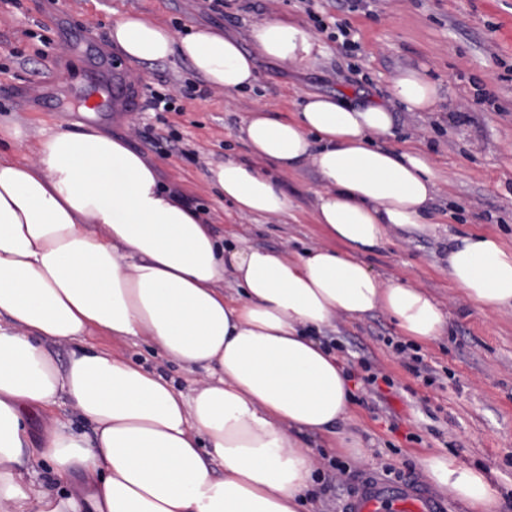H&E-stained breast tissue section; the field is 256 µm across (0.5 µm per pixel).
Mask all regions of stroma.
I'll use <instances>...</instances> for the list:
<instances>
[{
	"instance_id": "1",
	"label": "stroma",
	"mask_w": 512,
	"mask_h": 512,
	"mask_svg": "<svg viewBox=\"0 0 512 512\" xmlns=\"http://www.w3.org/2000/svg\"><path fill=\"white\" fill-rule=\"evenodd\" d=\"M320 16L345 21L354 47L326 42L306 67H261L255 90L206 91L184 109L158 115L154 93L184 87L205 91L183 60L130 69L109 41L117 16L145 12L163 24L211 26L245 34L249 25L279 14L308 22L299 0H231L215 14L206 0H0V130L17 158L33 157L44 131L92 126L127 140L152 163L162 182L200 207L214 233L242 236L256 246L297 253L326 244L310 211L320 190L312 167L282 176L291 208L279 217H242L210 182V170L233 157L251 161L241 127L265 107L281 117L308 92L385 95L408 68L423 71L440 90L433 112H395L387 144L426 153L440 173L433 225L392 230L385 247L366 258L386 280H407L431 293L448 317L444 336L419 345L435 372L425 385L392 355L387 339L401 334L375 311L363 320L341 317L323 329L347 369L366 361L391 379L377 400L355 393L351 428L363 444L345 456L342 479L315 478L314 512H342L367 478L423 476L421 460L443 454L483 470L497 492V512H512V312L487 315L448 280L450 238L489 233L512 247V0H317ZM172 126L176 138L152 145L150 135ZM187 143L196 158L183 156ZM96 343L129 357L188 389L190 375L139 339Z\"/></svg>"
}]
</instances>
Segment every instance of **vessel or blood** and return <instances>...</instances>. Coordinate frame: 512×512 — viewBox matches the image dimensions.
Here are the masks:
<instances>
[{
  "mask_svg": "<svg viewBox=\"0 0 512 512\" xmlns=\"http://www.w3.org/2000/svg\"><path fill=\"white\" fill-rule=\"evenodd\" d=\"M390 501L397 503V512H445L444 505L424 492L414 478L395 484L365 481L349 496L343 512H382Z\"/></svg>",
  "mask_w": 512,
  "mask_h": 512,
  "instance_id": "b4317fda",
  "label": "vessel or blood"
}]
</instances>
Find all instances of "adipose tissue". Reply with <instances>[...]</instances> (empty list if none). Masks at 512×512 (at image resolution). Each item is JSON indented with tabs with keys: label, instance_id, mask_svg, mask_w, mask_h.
<instances>
[{
	"label": "adipose tissue",
	"instance_id": "obj_1",
	"mask_svg": "<svg viewBox=\"0 0 512 512\" xmlns=\"http://www.w3.org/2000/svg\"><path fill=\"white\" fill-rule=\"evenodd\" d=\"M109 38L131 66L183 59L227 93L254 88L262 62L306 66L324 52L282 16L254 22L242 41L129 13ZM438 100L412 69L385 101L313 92L288 118L250 113L241 132L255 163L227 158L210 180L239 215L282 216L291 203L280 175L312 167L323 187L311 215L328 242L295 254L243 237L226 246L154 164L97 129L54 131L31 160L0 152V512H300L315 470L301 436L331 435L342 452L360 446L345 429L350 380L319 333L376 310L412 340L437 338L448 323L431 294L364 261L392 229L429 223L439 174L381 140L397 107L431 112ZM447 262L482 311L512 309V249L496 237L450 239ZM95 335L144 340L205 374L182 391L90 344ZM60 340L73 344L61 367L47 349ZM63 400L92 436L49 417L31 441V412ZM28 455L50 464L53 484L25 480ZM422 466L470 512H494L483 471L441 455Z\"/></svg>",
	"mask_w": 512,
	"mask_h": 512
}]
</instances>
